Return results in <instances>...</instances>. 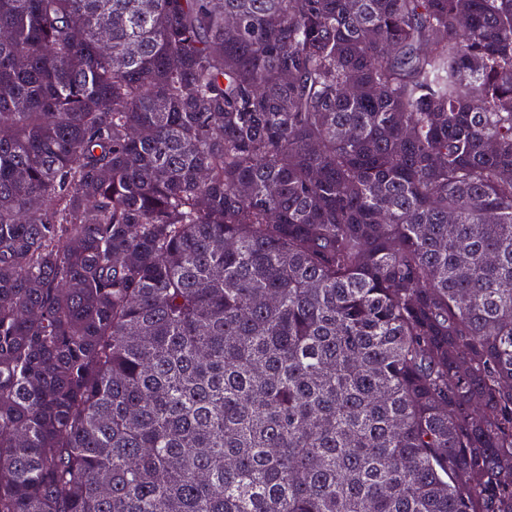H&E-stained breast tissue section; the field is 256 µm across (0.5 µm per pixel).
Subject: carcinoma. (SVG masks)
I'll use <instances>...</instances> for the list:
<instances>
[{
	"instance_id": "carcinoma-1",
	"label": "carcinoma",
	"mask_w": 512,
	"mask_h": 512,
	"mask_svg": "<svg viewBox=\"0 0 512 512\" xmlns=\"http://www.w3.org/2000/svg\"><path fill=\"white\" fill-rule=\"evenodd\" d=\"M1 29L0 512H512V0Z\"/></svg>"
}]
</instances>
